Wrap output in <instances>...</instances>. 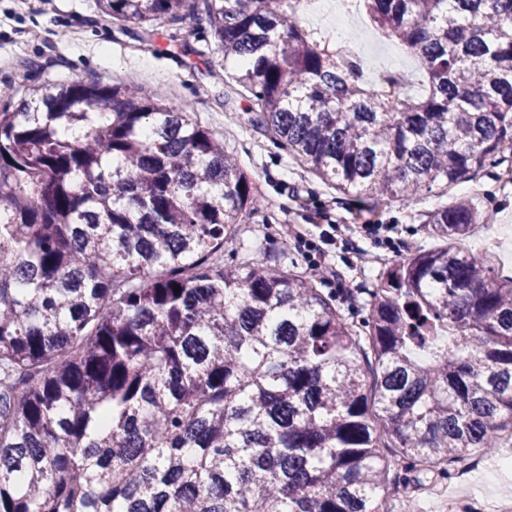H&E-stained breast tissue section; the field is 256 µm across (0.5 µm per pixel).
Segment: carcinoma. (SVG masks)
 I'll return each mask as SVG.
<instances>
[{
  "mask_svg": "<svg viewBox=\"0 0 512 512\" xmlns=\"http://www.w3.org/2000/svg\"><path fill=\"white\" fill-rule=\"evenodd\" d=\"M151 30L195 0H98ZM230 89L320 181L385 203L512 164V0H362L422 60L362 78L293 0H203ZM132 84L0 90V512H387L512 429V278L456 247L483 210L426 215L361 322L306 273L224 239L251 177L185 107ZM179 293H174V289Z\"/></svg>",
  "mask_w": 512,
  "mask_h": 512,
  "instance_id": "carcinoma-1",
  "label": "carcinoma"
}]
</instances>
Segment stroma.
<instances>
[{"label": "stroma", "mask_w": 512, "mask_h": 512, "mask_svg": "<svg viewBox=\"0 0 512 512\" xmlns=\"http://www.w3.org/2000/svg\"><path fill=\"white\" fill-rule=\"evenodd\" d=\"M138 30L137 24L121 25L102 14L97 0H0V83L28 87L71 79L110 82L118 76L132 80L155 101L184 104L223 138L225 150L237 156L253 177L261 200L258 210L225 241V264L235 265L242 251L253 250L264 253L272 266L306 269L308 261L289 228L315 223L318 212H327L341 235L359 239L360 254L350 263L336 265L344 283L337 300L355 317L365 315L367 292L383 272L382 266L370 265L373 255H385L392 265L408 250L438 247L425 223L427 212L443 202L437 193L374 208L322 184L262 129L251 125L249 99L224 95L227 76L235 66L217 52L204 11L161 28L149 45L137 41ZM485 183L487 192L475 200L490 215L483 231L509 237L506 250L495 254L493 264L494 277L507 279L512 277V186H499L493 177ZM366 224L395 226L398 237L411 242V249L396 250L364 235ZM510 452L512 435H506L493 453L469 455L440 475L420 472L411 460H400L390 475L388 512H403L408 496L415 512H440L442 501L463 483L472 495L461 502L459 512H484L496 488L512 489V473L496 471L501 457Z\"/></svg>", "instance_id": "1"}]
</instances>
